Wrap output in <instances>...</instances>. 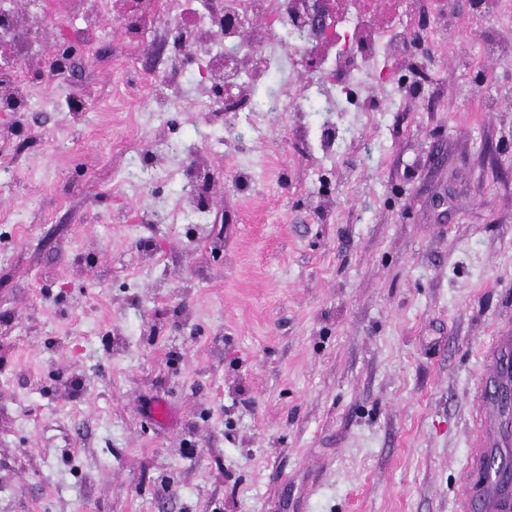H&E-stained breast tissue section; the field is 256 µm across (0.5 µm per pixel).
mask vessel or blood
Returning <instances> with one entry per match:
<instances>
[{"instance_id":"b4317fda","label":"vessel or blood","mask_w":512,"mask_h":512,"mask_svg":"<svg viewBox=\"0 0 512 512\" xmlns=\"http://www.w3.org/2000/svg\"><path fill=\"white\" fill-rule=\"evenodd\" d=\"M486 371L471 398L473 441L467 472H483L487 478L479 493L463 491L455 512H512V420L507 417L505 394L512 391V332L495 337L485 356Z\"/></svg>"}]
</instances>
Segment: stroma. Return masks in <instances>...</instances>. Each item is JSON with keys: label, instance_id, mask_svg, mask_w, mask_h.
I'll return each mask as SVG.
<instances>
[{"label": "stroma", "instance_id": "stroma-1", "mask_svg": "<svg viewBox=\"0 0 512 512\" xmlns=\"http://www.w3.org/2000/svg\"><path fill=\"white\" fill-rule=\"evenodd\" d=\"M74 0L16 12L68 44ZM426 47L374 112H166L105 10L67 78L0 109V512H453L483 352L512 326V15ZM83 91L82 117L67 101ZM206 148L203 223L183 187ZM166 407L157 416V404Z\"/></svg>", "mask_w": 512, "mask_h": 512}]
</instances>
